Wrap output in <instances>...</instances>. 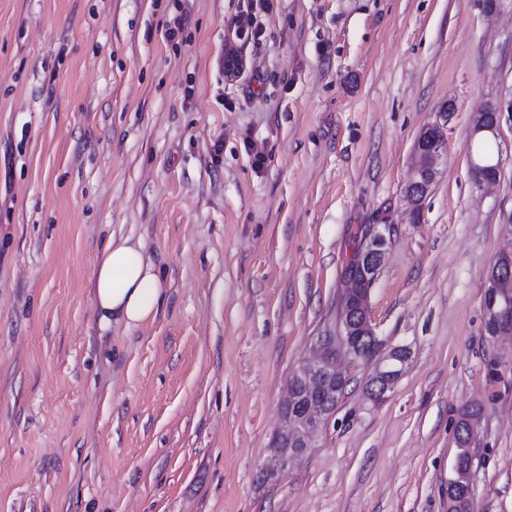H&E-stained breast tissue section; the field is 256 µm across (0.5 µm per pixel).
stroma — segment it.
Here are the masks:
<instances>
[{
  "mask_svg": "<svg viewBox=\"0 0 512 512\" xmlns=\"http://www.w3.org/2000/svg\"><path fill=\"white\" fill-rule=\"evenodd\" d=\"M248 5L0 0V512H448L473 403L477 512H512V335L484 308L512 251V116L495 185L467 157L474 114L512 94V0H277L256 41L235 36ZM231 42L259 76L225 78ZM445 106L414 222L413 143ZM375 225L372 324L411 363L379 403L352 370L309 454L263 480ZM114 235L167 291L104 331L91 280Z\"/></svg>",
  "mask_w": 512,
  "mask_h": 512,
  "instance_id": "stroma-1",
  "label": "stroma"
}]
</instances>
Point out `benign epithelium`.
Masks as SVG:
<instances>
[{"mask_svg": "<svg viewBox=\"0 0 512 512\" xmlns=\"http://www.w3.org/2000/svg\"><path fill=\"white\" fill-rule=\"evenodd\" d=\"M449 108L438 112L439 120L428 124L420 131L413 146L415 158L410 177L404 186V200L407 208L422 212L424 202L437 179L440 168L447 160L446 127ZM512 114V97L502 98L496 104L478 112L472 119L471 139L497 137L500 132L501 115ZM470 156L471 173L477 188L497 182L500 162L492 160L485 165L477 159L472 148H467ZM387 240L378 230L369 234L358 257L361 273L348 283L346 296L349 299L344 322L340 324L337 336H319L316 338L312 354L301 360L292 376L302 378L310 392L336 393V387L348 376L337 366L334 356L336 337L374 336L375 329L371 321L370 295L385 260ZM487 294L485 306L488 311L486 331L491 336H501L512 331V254L499 255L490 267L487 276ZM382 349L374 358L373 370L365 378V390L368 398L377 403L390 392L407 369L412 357L411 347L407 344H392L381 340ZM294 401L292 393H287L280 404L282 427L273 438L272 449L277 458L280 471H285L297 458L306 455L316 434L323 429L333 415L319 407H311L302 418L288 414V404ZM473 469L463 470L454 464L448 485L464 484L467 487L469 502L476 504L472 482Z\"/></svg>", "mask_w": 512, "mask_h": 512, "instance_id": "1", "label": "benign epithelium"}]
</instances>
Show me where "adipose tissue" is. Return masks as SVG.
Listing matches in <instances>:
<instances>
[{
    "mask_svg": "<svg viewBox=\"0 0 512 512\" xmlns=\"http://www.w3.org/2000/svg\"><path fill=\"white\" fill-rule=\"evenodd\" d=\"M91 286L105 327L115 321L137 326L153 320L166 292L142 242L130 237L110 238L95 264Z\"/></svg>",
    "mask_w": 512,
    "mask_h": 512,
    "instance_id": "ef3b65f1",
    "label": "adipose tissue"
}]
</instances>
